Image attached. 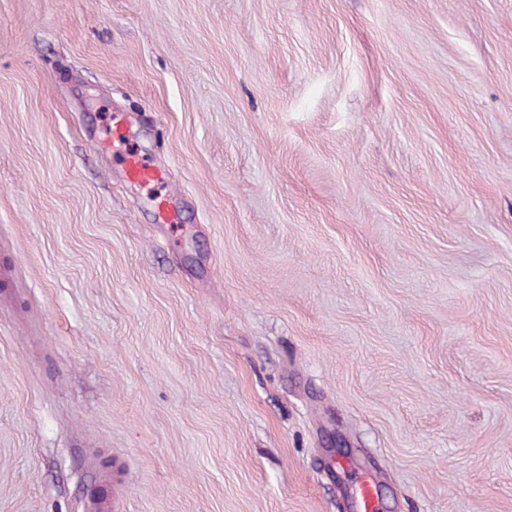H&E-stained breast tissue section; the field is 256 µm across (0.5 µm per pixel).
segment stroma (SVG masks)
<instances>
[{
  "instance_id": "obj_1",
  "label": "stroma",
  "mask_w": 512,
  "mask_h": 512,
  "mask_svg": "<svg viewBox=\"0 0 512 512\" xmlns=\"http://www.w3.org/2000/svg\"><path fill=\"white\" fill-rule=\"evenodd\" d=\"M364 476L512 512V0H0V512ZM120 164L134 185L147 190H161L165 180L161 170L138 151H120Z\"/></svg>"
}]
</instances>
